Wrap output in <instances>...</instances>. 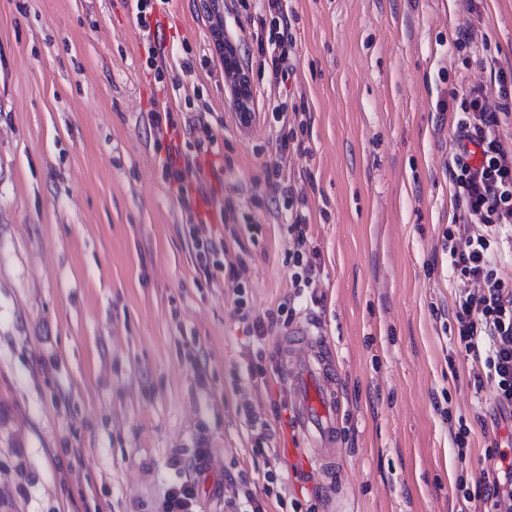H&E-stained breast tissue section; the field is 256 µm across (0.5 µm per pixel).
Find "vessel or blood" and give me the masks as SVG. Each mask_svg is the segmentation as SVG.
<instances>
[{
	"label": "vessel or blood",
	"mask_w": 512,
	"mask_h": 512,
	"mask_svg": "<svg viewBox=\"0 0 512 512\" xmlns=\"http://www.w3.org/2000/svg\"><path fill=\"white\" fill-rule=\"evenodd\" d=\"M290 419L305 445L309 468L332 478L339 464L338 425L341 397L334 364L309 328H298L287 341Z\"/></svg>",
	"instance_id": "vessel-or-blood-1"
}]
</instances>
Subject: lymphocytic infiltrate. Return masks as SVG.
I'll return each mask as SVG.
<instances>
[{
    "instance_id": "obj_1",
    "label": "lymphocytic infiltrate",
    "mask_w": 512,
    "mask_h": 512,
    "mask_svg": "<svg viewBox=\"0 0 512 512\" xmlns=\"http://www.w3.org/2000/svg\"><path fill=\"white\" fill-rule=\"evenodd\" d=\"M253 39L261 64L282 79L283 63L293 54L290 32L278 37L257 30ZM499 107H490L482 86L468 87L455 125L457 149L448 163L456 215L442 250L455 294L457 336L488 378L496 383L494 403L512 415V275L506 274V246H512V150L500 139L499 114L512 107V90L501 87ZM309 216L291 212L288 257L296 297L320 305L317 267L308 257Z\"/></svg>"
}]
</instances>
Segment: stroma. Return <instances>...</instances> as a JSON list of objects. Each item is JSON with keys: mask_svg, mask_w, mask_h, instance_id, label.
<instances>
[{"mask_svg": "<svg viewBox=\"0 0 512 512\" xmlns=\"http://www.w3.org/2000/svg\"><path fill=\"white\" fill-rule=\"evenodd\" d=\"M296 41L273 84L251 34L261 0H165V88L134 0H0V512H160L172 483L197 512L242 488L264 512H491L479 484L512 447L494 384L456 336L443 236L445 164L468 86L497 101L512 0H288ZM476 49L457 48L461 28ZM250 79L238 121L218 41ZM174 125L157 129L158 97ZM305 112L306 126L272 115ZM213 140L222 270L197 258L192 204L165 171L171 139ZM292 135L300 151L281 153ZM319 253L314 324L342 397L336 493L284 454L278 339L241 323L292 295L290 198ZM238 270L232 281L230 270ZM256 423H248L244 409ZM222 483V493L209 492Z\"/></svg>", "mask_w": 512, "mask_h": 512, "instance_id": "35a3bbf8", "label": "stroma"}]
</instances>
